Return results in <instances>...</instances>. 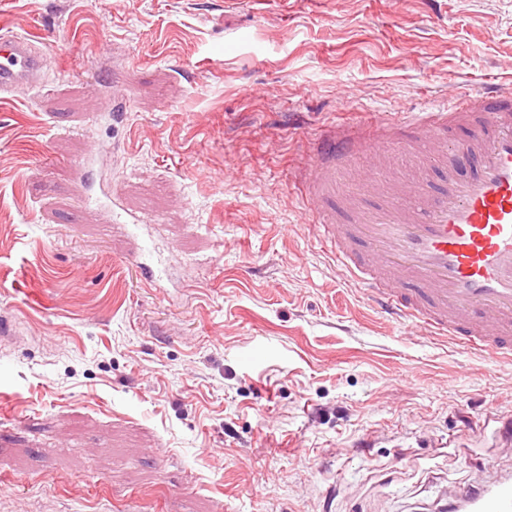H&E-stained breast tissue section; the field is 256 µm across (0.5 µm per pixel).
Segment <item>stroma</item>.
Segmentation results:
<instances>
[{"label": "stroma", "instance_id": "obj_1", "mask_svg": "<svg viewBox=\"0 0 512 512\" xmlns=\"http://www.w3.org/2000/svg\"><path fill=\"white\" fill-rule=\"evenodd\" d=\"M6 32L49 87L0 101V512H439L512 480V361L374 309L293 185L326 126L512 85V0H0Z\"/></svg>", "mask_w": 512, "mask_h": 512}]
</instances>
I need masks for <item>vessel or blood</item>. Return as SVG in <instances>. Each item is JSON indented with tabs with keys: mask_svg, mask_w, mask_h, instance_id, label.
I'll return each instance as SVG.
<instances>
[{
	"mask_svg": "<svg viewBox=\"0 0 512 512\" xmlns=\"http://www.w3.org/2000/svg\"><path fill=\"white\" fill-rule=\"evenodd\" d=\"M44 67L36 39L1 35L0 101L40 88ZM460 125L471 135L449 137ZM407 127L431 133L443 188L414 179L373 204L349 200L350 217L340 219L330 205L337 173L363 152L409 150L399 135ZM298 183L318 239L375 306L428 335L460 337L462 349L512 360V87L423 104L364 130L330 126ZM462 500L468 512H512V481Z\"/></svg>",
	"mask_w": 512,
	"mask_h": 512,
	"instance_id": "obj_1",
	"label": "vessel or blood"
}]
</instances>
